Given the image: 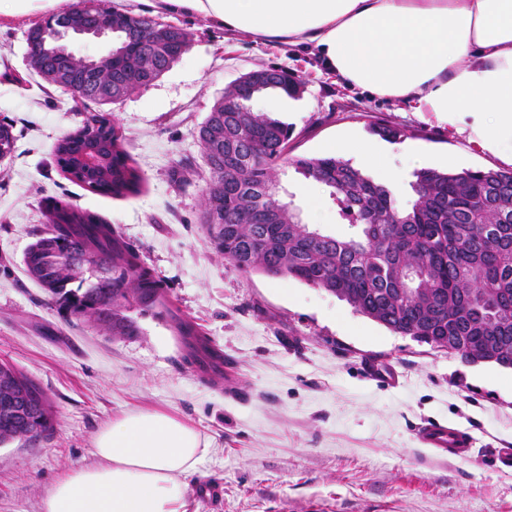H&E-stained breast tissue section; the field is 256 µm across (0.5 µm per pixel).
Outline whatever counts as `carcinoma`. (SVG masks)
Segmentation results:
<instances>
[{
    "label": "carcinoma",
    "mask_w": 512,
    "mask_h": 512,
    "mask_svg": "<svg viewBox=\"0 0 512 512\" xmlns=\"http://www.w3.org/2000/svg\"><path fill=\"white\" fill-rule=\"evenodd\" d=\"M110 24L121 18L112 55L100 66L126 92L157 80L188 51L187 34L160 49L145 21L88 0ZM263 90L299 92L284 70H269ZM71 93L82 103L106 106L84 81ZM247 83L232 84L199 128L210 182L203 229L216 253L244 273L293 278L345 300L389 330L429 345L457 336L454 354L472 362L471 337L500 347L512 365V169H421L411 183L414 200L401 206L392 192L335 157H291L292 129L250 111ZM102 143L103 161L89 177L114 198L140 192L143 177L125 147L118 124L104 111H88L82 125L57 141L54 152H74L88 139ZM287 164L330 189L353 232L337 236L302 223L278 194L275 169ZM47 224L24 256L29 276L66 316L86 319L114 336H135L132 308L169 316L187 340L186 363L197 364L202 334L182 319L161 283L143 266L121 234L97 216L59 200L50 202ZM52 428L50 409L38 414L16 402L0 409V444L18 434L36 439Z\"/></svg>",
    "instance_id": "cac0c4a2"
}]
</instances>
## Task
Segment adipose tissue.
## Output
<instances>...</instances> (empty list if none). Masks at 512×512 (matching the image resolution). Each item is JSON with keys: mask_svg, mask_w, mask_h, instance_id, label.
Here are the masks:
<instances>
[{"mask_svg": "<svg viewBox=\"0 0 512 512\" xmlns=\"http://www.w3.org/2000/svg\"><path fill=\"white\" fill-rule=\"evenodd\" d=\"M256 44L314 49L329 72L370 97L439 118L480 114L485 145L512 164V0H153ZM327 154L352 155L401 186L387 151L342 138ZM211 451L189 423L152 410L116 417L95 434V461L66 470L43 512H187L186 482Z\"/></svg>", "mask_w": 512, "mask_h": 512, "instance_id": "adipose-tissue-1", "label": "adipose tissue"}]
</instances>
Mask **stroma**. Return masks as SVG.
<instances>
[{"instance_id":"35a3bbf8","label":"stroma","mask_w":512,"mask_h":512,"mask_svg":"<svg viewBox=\"0 0 512 512\" xmlns=\"http://www.w3.org/2000/svg\"><path fill=\"white\" fill-rule=\"evenodd\" d=\"M43 19L0 15V121L16 137L0 161V362L43 389L53 427L0 446V512H41L66 468L94 463L96 431L133 410L173 415L211 440L186 479L189 512H512V470L496 466L512 448V369L394 333L298 280L241 272L201 226L208 173L198 131L224 89L250 71L285 69L299 81L295 98L270 92L252 104L291 126L294 156H322L344 135L380 141L382 125L399 130L394 147L419 151L426 167L505 169L479 143L480 115L445 122L373 99L312 51L255 45L199 16L164 14L191 46L161 78L111 105L144 178L138 194L113 198L69 180L53 156L86 109L28 63L27 35ZM186 158L198 167L176 182L172 169ZM279 178L303 222L315 200L324 229L350 233L322 184L291 166ZM51 198L97 215L138 250L181 318L223 354V375L184 362V340L166 315L132 310L141 333L127 338L58 312L23 269ZM369 363L396 370L399 386L370 378ZM432 420L472 433L471 461L418 444V428ZM203 482L219 494L201 496Z\"/></svg>"}]
</instances>
